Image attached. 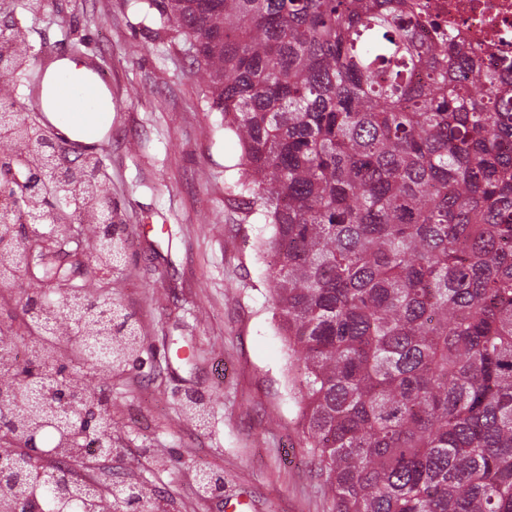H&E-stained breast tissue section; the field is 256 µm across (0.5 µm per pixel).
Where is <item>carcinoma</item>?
<instances>
[{"label": "carcinoma", "instance_id": "cac0c4a2", "mask_svg": "<svg viewBox=\"0 0 512 512\" xmlns=\"http://www.w3.org/2000/svg\"><path fill=\"white\" fill-rule=\"evenodd\" d=\"M192 47L209 107L242 147L227 199L273 229L259 245L278 330L288 341L301 421L331 490L333 512H512V82L412 0H141ZM16 27L0 39V109L30 80ZM28 140L33 206L71 200L62 220L103 206L100 160L55 175L59 146L0 125V143ZM0 215V270L18 286L0 335V428L73 447L81 409L111 420L87 376H111L138 353L136 321L108 296L72 288L81 256L28 266ZM95 261L116 267L125 238L97 224ZM36 278L68 303L78 334L20 288ZM71 336L59 377L57 339ZM31 344L17 365L13 337ZM39 387L32 401L28 379ZM80 398L60 420L45 404ZM62 469L0 481V508L31 493L45 512H157L137 489L57 493Z\"/></svg>", "mask_w": 512, "mask_h": 512}]
</instances>
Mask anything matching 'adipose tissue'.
Masks as SVG:
<instances>
[{"label": "adipose tissue", "instance_id": "obj_1", "mask_svg": "<svg viewBox=\"0 0 512 512\" xmlns=\"http://www.w3.org/2000/svg\"><path fill=\"white\" fill-rule=\"evenodd\" d=\"M41 101L48 121L70 141L100 142L112 126V106L83 60L62 57L50 62Z\"/></svg>", "mask_w": 512, "mask_h": 512}]
</instances>
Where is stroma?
Wrapping results in <instances>:
<instances>
[{
  "mask_svg": "<svg viewBox=\"0 0 512 512\" xmlns=\"http://www.w3.org/2000/svg\"><path fill=\"white\" fill-rule=\"evenodd\" d=\"M23 26L31 69L85 60L112 96V129L92 153L106 173L126 255L104 272L112 299L137 320V361L97 380L112 402L115 443L100 469L144 487L159 512H332L311 453L288 349L258 255L271 227L245 220L225 188L242 148L210 110L181 39L145 20L136 0H42L0 26ZM205 413L198 422L188 400ZM224 492H202L201 473Z\"/></svg>",
  "mask_w": 512,
  "mask_h": 512,
  "instance_id": "obj_1",
  "label": "stroma"
}]
</instances>
